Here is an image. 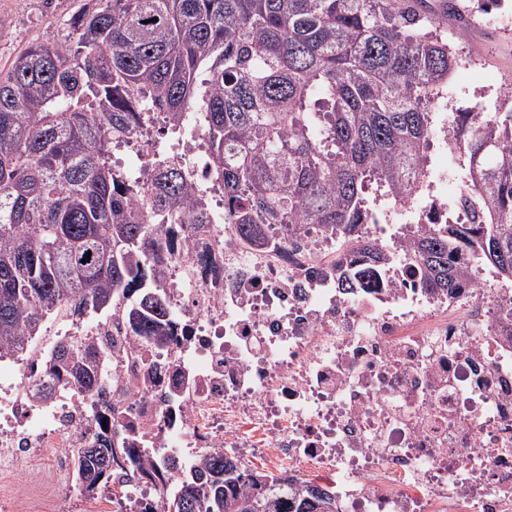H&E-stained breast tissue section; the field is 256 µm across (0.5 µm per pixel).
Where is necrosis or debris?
I'll list each match as a JSON object with an SVG mask.
<instances>
[{
	"label": "necrosis or debris",
	"mask_w": 512,
	"mask_h": 512,
	"mask_svg": "<svg viewBox=\"0 0 512 512\" xmlns=\"http://www.w3.org/2000/svg\"><path fill=\"white\" fill-rule=\"evenodd\" d=\"M431 135L442 161L394 220L370 237L396 259L373 288L336 286L334 262L350 232L317 224L272 228L257 249L224 221L203 132L169 144L204 189L209 223L163 231L172 314L163 343L132 336L121 314L88 324L52 321L23 359L0 363V478L21 459L50 455L71 479V456L116 415L135 447L198 465L220 451L241 471L262 469L329 488L337 512H512V288L484 274L456 296L421 285L406 255L414 224H463L448 195L451 134ZM106 336L117 381L91 402L63 391L33 396L29 366L71 337ZM132 500L156 508L137 477L91 512Z\"/></svg>",
	"instance_id": "obj_1"
}]
</instances>
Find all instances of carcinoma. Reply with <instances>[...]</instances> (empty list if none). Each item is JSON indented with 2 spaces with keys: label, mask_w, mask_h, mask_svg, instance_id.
Instances as JSON below:
<instances>
[{
  "label": "carcinoma",
  "mask_w": 512,
  "mask_h": 512,
  "mask_svg": "<svg viewBox=\"0 0 512 512\" xmlns=\"http://www.w3.org/2000/svg\"><path fill=\"white\" fill-rule=\"evenodd\" d=\"M67 42H36L0 73V354H21L43 323L128 304L132 335L160 343L171 301L154 265L161 227L207 224L183 161L112 163L119 139L166 114L195 134L200 114L224 220L252 246L269 228L302 224L358 233L336 255L337 287L389 263L361 224L413 195L429 169L431 102L460 58L448 2L425 0H89ZM157 21H152V18ZM464 132L471 224L418 230L408 249L424 286L453 294L487 264L512 281V105L448 113ZM90 259H85V255ZM108 345L63 341L37 368L38 399L68 388L94 396ZM74 452V476L95 499L122 462L167 477L158 512H336V500L288 477L241 474L222 453L194 467L154 462L118 431ZM247 489H242V482Z\"/></svg>",
  "instance_id": "1"
}]
</instances>
